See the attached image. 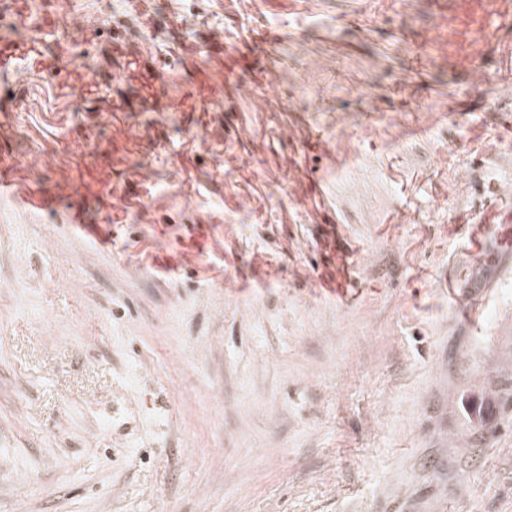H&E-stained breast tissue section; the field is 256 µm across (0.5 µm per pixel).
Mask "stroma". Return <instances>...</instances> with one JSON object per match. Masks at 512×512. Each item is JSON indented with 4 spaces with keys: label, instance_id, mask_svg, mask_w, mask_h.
Listing matches in <instances>:
<instances>
[{
    "label": "stroma",
    "instance_id": "obj_1",
    "mask_svg": "<svg viewBox=\"0 0 512 512\" xmlns=\"http://www.w3.org/2000/svg\"><path fill=\"white\" fill-rule=\"evenodd\" d=\"M95 89L25 67L0 148V512H512V77L465 94L428 0H56ZM90 27L93 38L81 30ZM156 112L113 36L188 76ZM473 315H466L468 307ZM202 53L208 61L204 68L199 63ZM175 62L181 69L192 71L197 76L177 96L170 94L166 78L157 65L149 62L147 67L145 64L143 67V78L151 89L153 102L159 111L186 112L196 108L204 109L212 102L219 78L223 74L225 77L238 61L233 59L230 62L228 56L224 55L223 38L214 35L204 43L184 42ZM21 164L6 149L0 151V193L21 190L20 198L25 208L31 211H55L61 204L68 207V224H83L84 217L79 208L67 204V196L60 192H50L32 188L21 172Z\"/></svg>",
    "mask_w": 512,
    "mask_h": 512
}]
</instances>
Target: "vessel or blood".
Segmentation results:
<instances>
[{"label": "vessel or blood", "instance_id": "vessel-or-blood-1", "mask_svg": "<svg viewBox=\"0 0 512 512\" xmlns=\"http://www.w3.org/2000/svg\"><path fill=\"white\" fill-rule=\"evenodd\" d=\"M447 14L448 26L444 41L447 45L448 69L462 80H470L484 71L487 54H496L500 71L512 72V0H439ZM36 40L23 43L0 41V77L19 71L22 62L34 61L51 75L65 71L71 57L69 42L58 35L57 20L52 7H45L36 19ZM176 64L193 72V80L179 95H171L167 81L157 65L145 67L143 78L152 99L163 112H184L207 107L223 74L232 64L224 53L223 39L213 36L204 43H185L180 47ZM19 192L22 204L31 211L51 212L67 205V221L83 223L84 217L76 206L68 205L59 192L31 187L21 173V165L6 150L0 151V193Z\"/></svg>", "mask_w": 512, "mask_h": 512}]
</instances>
